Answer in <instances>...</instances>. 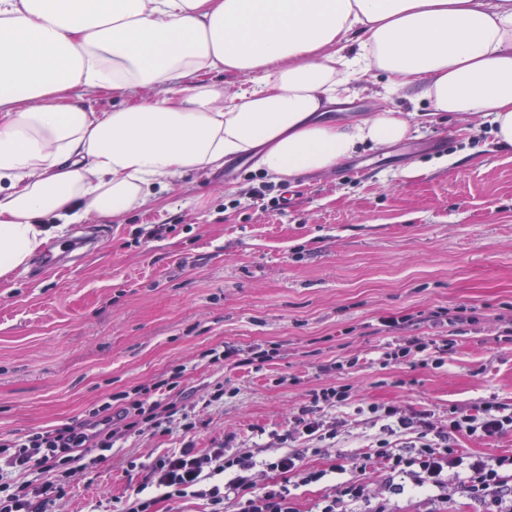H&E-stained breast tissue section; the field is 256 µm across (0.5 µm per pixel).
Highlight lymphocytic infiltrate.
I'll use <instances>...</instances> for the list:
<instances>
[{
    "label": "lymphocytic infiltrate",
    "instance_id": "1",
    "mask_svg": "<svg viewBox=\"0 0 512 512\" xmlns=\"http://www.w3.org/2000/svg\"><path fill=\"white\" fill-rule=\"evenodd\" d=\"M434 318L448 328L447 338L437 340L421 336L396 338L378 359L388 366L407 357L411 352L447 354L457 328L469 321L466 308L453 312H438ZM177 386L169 379L139 389L135 395H111L89 409L88 431L69 426L53 430L29 431L5 441L9 454L0 460V472L20 475L23 481L18 492L0 499V512H48L49 506L65 494L64 484L51 480L35 483L26 480L32 469L47 472L73 462L75 449L83 453L104 454L124 437L139 435L147 430H162L170 409L166 394ZM349 401L345 386L331 385L314 391L311 404L299 410L291 425L292 434L308 441L336 438L345 425L336 419L326 425L319 416L320 406L344 408ZM373 413L387 431L386 440L376 445L374 453L362 462L342 459L337 473L355 470L338 486L337 495L327 497L319 512H353L356 503L370 500L371 494L361 475L367 465L380 466L387 474L386 489L401 491L402 481L436 492L447 498L459 491L487 507V512H512V456H472L462 453L457 442L466 436L493 441L512 432V405L487 400L471 407L452 406L446 424L434 421L426 409L400 408L391 405L373 406ZM304 450L273 454L264 462H256L250 454H227L225 448L206 453L193 448H173L158 457L148 468L146 483L128 495L122 512H154L158 499L181 500L193 497L206 500L208 512H295L292 506L291 483L310 484L322 480L324 471L304 466ZM264 468L286 474L283 482L257 485L254 475Z\"/></svg>",
    "mask_w": 512,
    "mask_h": 512
}]
</instances>
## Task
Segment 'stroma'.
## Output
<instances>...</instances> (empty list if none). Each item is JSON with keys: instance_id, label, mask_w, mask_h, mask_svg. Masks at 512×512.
I'll return each instance as SVG.
<instances>
[{"instance_id": "stroma-1", "label": "stroma", "mask_w": 512, "mask_h": 512, "mask_svg": "<svg viewBox=\"0 0 512 512\" xmlns=\"http://www.w3.org/2000/svg\"><path fill=\"white\" fill-rule=\"evenodd\" d=\"M382 90V76H361L343 111L423 113L411 140L364 146L332 171L279 182L288 207L249 199L270 178L240 158L176 178L160 203L120 219L70 225L52 246L90 230L99 243L68 268L32 261L0 282L1 441L79 424L102 398L176 367L182 376L169 399L197 423L187 434L172 416L167 432L122 438L105 459L59 473L69 492L53 512H122L148 465L182 445L258 459L303 447L285 437L294 412L314 390L341 382L351 387L347 430L304 458L325 479L294 492L296 512H316L341 480L340 459L371 453L384 437L369 405L424 408L443 422L453 405L512 403V340L502 338L512 328V157L484 119L431 116L426 102ZM412 165L420 176L403 178ZM459 307L472 320L443 366L414 357L378 365L392 340L380 317L413 316L411 335L436 338L446 329L430 312ZM228 346L276 354L259 367L204 356ZM337 360L353 366L322 372ZM218 388L223 400L211 401ZM365 481L388 512L486 510L460 494L385 492L377 467Z\"/></svg>"}]
</instances>
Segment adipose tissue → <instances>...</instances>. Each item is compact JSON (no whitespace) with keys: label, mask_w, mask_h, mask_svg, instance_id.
<instances>
[{"label":"adipose tissue","mask_w":512,"mask_h":512,"mask_svg":"<svg viewBox=\"0 0 512 512\" xmlns=\"http://www.w3.org/2000/svg\"><path fill=\"white\" fill-rule=\"evenodd\" d=\"M371 71L434 113L486 119L512 152V0H0V280L184 173L246 157L288 178L403 141L392 108L329 117ZM86 90L123 101L100 112Z\"/></svg>","instance_id":"obj_1"}]
</instances>
